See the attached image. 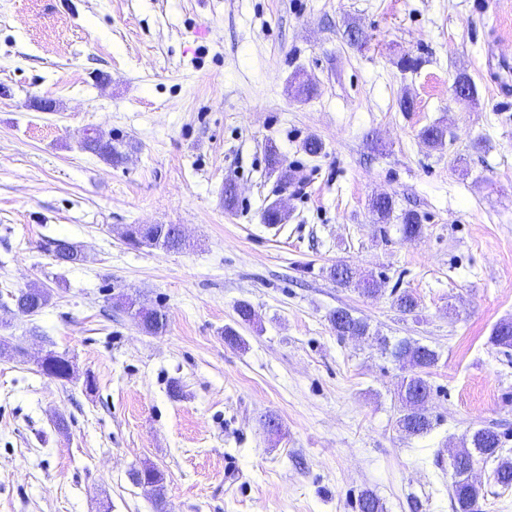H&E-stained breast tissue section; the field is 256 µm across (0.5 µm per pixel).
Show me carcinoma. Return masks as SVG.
<instances>
[{"label": "carcinoma", "mask_w": 512, "mask_h": 512, "mask_svg": "<svg viewBox=\"0 0 512 512\" xmlns=\"http://www.w3.org/2000/svg\"><path fill=\"white\" fill-rule=\"evenodd\" d=\"M84 148L98 155L106 161H116L120 152L111 142L104 140L103 134L94 132L84 137ZM394 210V201L390 196H383L371 201V211L380 223L390 220ZM402 233L409 240H414L422 233L421 217L415 211H406L401 215ZM175 224H134L126 228L124 239L137 247L161 248L167 251L179 250L182 244L176 233ZM53 254L56 260L79 264L85 261L82 249L66 240L54 241ZM330 277L336 283L349 287L354 285L364 294L378 293L380 283L372 277H367L356 268L344 264L342 272H336L332 267ZM12 304L22 315L32 316L43 309L49 302V295L40 288L20 289L10 295ZM120 307L137 319L143 330L150 334H157L165 328V314L155 308H149L132 298L120 301ZM332 328L338 336L350 332H357L362 336L369 335L366 322L355 318L345 309H338L330 316ZM375 340L381 351L389 354L401 367H409L412 375L409 381L401 382L398 389L400 414L397 418L398 428L409 436H421L430 431L432 424L426 413L415 411V404H426L431 398V386L425 378L427 370L434 367L439 355L433 349L419 345L408 340H399L395 343L385 336H377ZM490 343L505 350H512V321L503 320L496 324ZM43 374L61 381H68L74 374L73 366L64 354L49 351L40 362ZM502 439L500 434L490 427L474 430L463 441L461 448L452 456L450 468L452 470V501L454 512H481L480 499L483 497L481 485L469 479V471L481 461L493 459L497 461L492 472L494 484L503 489L512 487V460L501 457ZM136 484L140 485L153 498L158 506L157 512H163L164 474L154 466H146L132 473ZM358 512H383V504L371 490H364L357 499Z\"/></svg>", "instance_id": "cac0c4a2"}]
</instances>
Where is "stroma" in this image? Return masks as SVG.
<instances>
[{"mask_svg": "<svg viewBox=\"0 0 512 512\" xmlns=\"http://www.w3.org/2000/svg\"><path fill=\"white\" fill-rule=\"evenodd\" d=\"M503 56L512 0H0V304L50 295L32 317L0 307V512H155L130 478L145 464L166 512H357L366 488L385 512H453L465 435L492 428L512 458V350L489 342L512 319ZM461 72L468 99L452 93ZM297 74L312 97H294ZM432 125L441 147L420 136ZM92 129L120 163L83 149ZM382 193L387 224L369 208ZM130 224L180 225L186 244L131 247ZM57 239L87 262L57 264ZM339 262L381 292L337 285ZM403 291L415 314L394 306ZM122 296L165 312V331L144 333ZM340 308L370 336H337ZM376 334L438 352L427 434L398 430L404 372ZM50 350L71 381L42 374ZM12 304L22 315L32 316L43 309L49 302V295L40 288H26L10 294Z\"/></svg>", "mask_w": 512, "mask_h": 512, "instance_id": "35a3bbf8", "label": "stroma"}]
</instances>
